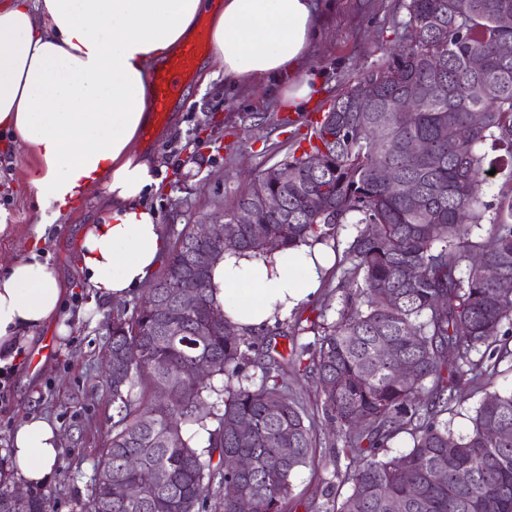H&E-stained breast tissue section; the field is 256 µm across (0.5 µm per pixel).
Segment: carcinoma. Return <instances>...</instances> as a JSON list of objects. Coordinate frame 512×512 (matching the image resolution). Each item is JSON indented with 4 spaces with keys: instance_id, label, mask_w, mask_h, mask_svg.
<instances>
[{
    "instance_id": "carcinoma-1",
    "label": "carcinoma",
    "mask_w": 512,
    "mask_h": 512,
    "mask_svg": "<svg viewBox=\"0 0 512 512\" xmlns=\"http://www.w3.org/2000/svg\"><path fill=\"white\" fill-rule=\"evenodd\" d=\"M403 8L401 25L415 39L359 73L309 124L296 151L255 177L282 196L284 214L256 207L251 187L224 213L227 220L254 207V223L239 225L224 250L256 254L325 244L342 224L364 225L344 250L337 317L328 320L322 309L312 320L277 322L275 333L240 331L225 319L199 336L203 313L218 308L208 268L197 278L200 310L165 297L184 329L169 336L146 293L129 318L112 321L109 351L119 363L112 426L86 512H238L240 496L253 512H288L292 478L314 463L319 445L314 420L284 382L290 369L314 381L324 423L346 430L342 453L358 462L342 471L331 454L318 512H391L395 501L400 512H512V392L488 394L465 434L440 419L462 385L495 373L508 354L495 343L512 335V290L485 272L496 267L512 280V189L495 204L483 201L494 162L481 151L488 143L512 160V59L496 54L497 45L512 43V27L497 23L512 14V0H405ZM474 56L485 59L483 70L470 69ZM369 85L374 111H353L352 97ZM410 90L425 98L406 123L394 107ZM462 104L481 111L479 124L457 111ZM419 139L434 164L410 151ZM313 154L324 155L320 171L307 165ZM280 165L292 174L286 186L270 179ZM380 167L394 170V184L376 178ZM407 184L415 195L405 193ZM485 220L487 240L472 241L471 226ZM208 245L185 225L156 293ZM305 333L313 340L298 343ZM274 334L289 339L286 352ZM200 359L215 368L205 379L187 377ZM401 362L413 367L405 383L393 377ZM168 393L179 401L163 403ZM497 426L503 433L491 434ZM402 433L413 446L393 456L389 443ZM237 455L250 457V470L224 466ZM130 457L138 469L127 468ZM461 470L470 473L466 483ZM128 484L141 487L135 503L124 495ZM230 484L238 497L225 492ZM341 484L349 485L343 498ZM0 512H47V500L19 499L0 478Z\"/></svg>"
}]
</instances>
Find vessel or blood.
<instances>
[{"instance_id": "obj_1", "label": "vessel or blood", "mask_w": 512, "mask_h": 512, "mask_svg": "<svg viewBox=\"0 0 512 512\" xmlns=\"http://www.w3.org/2000/svg\"><path fill=\"white\" fill-rule=\"evenodd\" d=\"M206 51L204 38H197L184 44L166 62L150 73L152 91L148 108L156 123H164L170 105L181 85L191 83L196 75V64Z\"/></svg>"}]
</instances>
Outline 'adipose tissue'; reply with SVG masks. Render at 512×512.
<instances>
[{"mask_svg": "<svg viewBox=\"0 0 512 512\" xmlns=\"http://www.w3.org/2000/svg\"><path fill=\"white\" fill-rule=\"evenodd\" d=\"M211 16L214 61L227 82L274 89L303 110L319 77L306 60L318 36L319 0H0V133L32 150L29 175L39 217L24 258L0 267V367L47 324L60 337L66 288L41 249L45 236L91 189L104 205L82 228L80 272L92 298L120 301L143 287L168 247L149 195L164 170L135 143L150 122L148 76L178 49L202 14ZM322 245L268 255L225 252L213 296L241 330L273 325L320 283ZM57 424L40 414L17 426L7 455L24 488L48 484L61 463Z\"/></svg>", "mask_w": 512, "mask_h": 512, "instance_id": "ef3b65f1", "label": "adipose tissue"}]
</instances>
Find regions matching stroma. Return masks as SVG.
<instances>
[{"instance_id":"35a3bbf8","label":"stroma","mask_w":512,"mask_h":512,"mask_svg":"<svg viewBox=\"0 0 512 512\" xmlns=\"http://www.w3.org/2000/svg\"><path fill=\"white\" fill-rule=\"evenodd\" d=\"M404 15L402 0H332L307 62L322 82L301 112L286 111L265 87L235 86L220 79L206 82V75L219 65L204 55L194 82L181 87L166 122L149 124L148 135L136 143L165 168L164 186L149 202L160 215L167 240H174L184 225L222 217L251 178L283 159L310 121L327 111L357 73L380 63L406 41ZM36 163L34 152L17 149L0 134V207L11 213L10 228L0 233L1 266L29 250L36 206L27 179ZM99 202L98 191L88 192L43 244L49 265L68 282L71 332L61 343L55 326L36 331L13 373L12 400L0 409V452L10 447L15 428L28 415H47L59 427L62 464L40 490L49 512H81L90 498L112 424V392L102 372L109 348L106 324L130 317L142 298L136 292L125 300L87 307L90 295L79 277L76 231L95 216ZM506 346L509 355L490 382L466 386L459 402L445 413L455 433L471 428L486 394L512 391V339ZM343 444L341 433L323 429L318 466L300 469L292 480V512H316L321 481L329 475L324 462L331 446Z\"/></svg>"}]
</instances>
